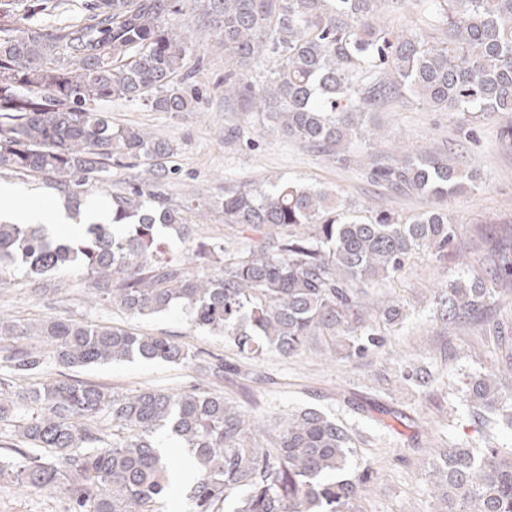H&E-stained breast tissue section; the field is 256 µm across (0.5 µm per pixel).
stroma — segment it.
<instances>
[{
	"mask_svg": "<svg viewBox=\"0 0 512 512\" xmlns=\"http://www.w3.org/2000/svg\"><path fill=\"white\" fill-rule=\"evenodd\" d=\"M174 25L186 30L194 46L185 63L188 77L182 82L193 110L157 112L120 101L103 103L101 109L111 113L113 123L141 127L172 144V173L155 189L171 207L185 209L197 236L245 245L244 236L224 224L220 203L228 181L259 184L281 177L336 190L355 210L385 207L409 216L425 209L423 197L396 194L373 182L366 165H336L303 142L264 127L256 115L225 102L224 52L203 24L195 0H187ZM379 122L375 149L403 139L415 149L447 152L461 168L480 173L479 188L448 201V214L460 227L458 249L474 250L475 232L484 225H512V153L500 145L496 119L434 112L406 98L383 108ZM455 269L450 257L419 250L403 274L382 285V293L407 300L410 312L403 329L386 337L368 358L327 359L317 343L289 358L272 352L249 372H225L216 390L268 429L286 414L304 408L338 419L355 436L353 467L372 471L360 500L363 512H432L433 485L423 466L430 446L446 441L460 448L474 447L477 435L465 394L467 383L471 377L495 371L505 360L504 354L484 345L482 323L448 331L433 325L434 290ZM93 293L91 282L73 272L52 275L40 287L22 274L6 275L0 277V314L27 322L56 318L114 323L169 337L231 365L239 361L228 340L195 327L179 310L153 318L130 317L91 304ZM399 361L431 365L433 382L425 386L403 382L392 368ZM67 376L123 394L144 387L178 392L198 381L194 367L140 359L71 371L50 360L41 373L45 381ZM340 393L378 401L405 418L379 427L371 413L338 403ZM66 510L62 496L50 498L15 486L0 488V512Z\"/></svg>",
	"mask_w": 512,
	"mask_h": 512,
	"instance_id": "1",
	"label": "stroma"
}]
</instances>
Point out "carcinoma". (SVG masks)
I'll use <instances>...</instances> for the list:
<instances>
[{
	"mask_svg": "<svg viewBox=\"0 0 512 512\" xmlns=\"http://www.w3.org/2000/svg\"><path fill=\"white\" fill-rule=\"evenodd\" d=\"M412 2L425 7L426 25L394 33L381 24V0H207L205 25L224 48V99L340 166L364 153L372 181L434 200L409 219L359 216L338 195L293 182L227 186L224 223L250 233L231 249L194 237V225L150 188L171 174L170 144L99 109L122 101L191 111L180 82L191 42L171 24L182 0H84L75 19L72 0H0V172L42 179L67 196L76 221L112 170L149 175L112 193V223L88 225L75 244L40 225L0 222V272L36 280L80 270L102 304L133 317L179 307L252 361L294 356L316 337L346 360L382 347L409 307L376 286L400 276L419 248L453 251L448 197L476 187L480 173L461 172L444 152H372L375 112L408 93L431 110L512 114V0ZM267 50L277 60L258 88L243 70ZM160 225L189 243L187 257L207 273L166 256ZM481 239L478 268L440 288L436 320L446 329L485 322L498 345H512V321L495 317L512 297V225L486 226ZM0 340V431L16 438L0 448V485L60 494L67 512H157L179 471L157 437L166 431L193 459V512H361L369 469L350 467L351 430L316 409L270 431L198 385L119 395L56 379L10 391L48 357L66 368L192 363L209 380L224 376L222 361L164 336L68 319L33 325L0 314ZM400 377L433 380L422 365ZM508 390L496 374L468 383L484 448L450 444L432 455L435 512H512V448L492 442L490 418L512 425Z\"/></svg>",
	"mask_w": 512,
	"mask_h": 512,
	"instance_id": "1",
	"label": "carcinoma"
}]
</instances>
